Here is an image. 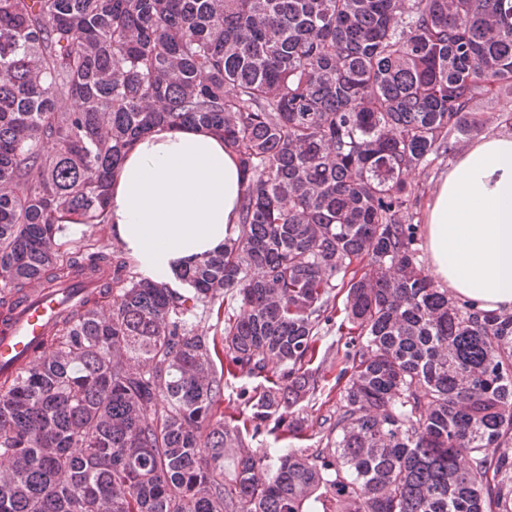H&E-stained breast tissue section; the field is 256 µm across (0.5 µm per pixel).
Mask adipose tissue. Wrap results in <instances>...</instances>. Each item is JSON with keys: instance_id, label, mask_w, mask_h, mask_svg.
Wrapping results in <instances>:
<instances>
[{"instance_id": "ef3b65f1", "label": "adipose tissue", "mask_w": 512, "mask_h": 512, "mask_svg": "<svg viewBox=\"0 0 512 512\" xmlns=\"http://www.w3.org/2000/svg\"><path fill=\"white\" fill-rule=\"evenodd\" d=\"M244 183L222 138L158 126L118 166L108 222L144 277L170 283L232 234ZM424 216L438 284L481 309L512 313V135L483 138L460 155Z\"/></svg>"}]
</instances>
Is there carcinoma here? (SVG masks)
Returning a JSON list of instances; mask_svg holds the SVG:
<instances>
[{
	"mask_svg": "<svg viewBox=\"0 0 512 512\" xmlns=\"http://www.w3.org/2000/svg\"><path fill=\"white\" fill-rule=\"evenodd\" d=\"M484 102L512 127V0H0V310L101 279L0 376V512H512V313L434 286L409 182ZM160 125L209 128L245 175L185 292L66 237ZM231 289L221 343L191 334ZM333 322L326 447L239 451L249 425L306 436ZM270 357L249 415L221 410L224 374ZM329 328V326H328ZM319 340L321 348V357L325 350L329 354L325 356L326 361L321 365L319 369L321 375L325 378L321 379L319 387L313 393L309 392L295 407L296 411L299 412L300 416L305 417L307 428V435H312V440L305 441L297 446H308L313 444L324 434V429L327 427H321V423L325 417L334 415L336 411V401L339 398V389L334 387L332 391L330 388L335 383V376L341 367L340 361L344 352L343 344L346 341L347 336H341L336 333V325L327 330V327L322 329ZM341 338V339H340ZM340 341L338 342V340ZM337 349H339L338 355H336Z\"/></svg>",
	"mask_w": 512,
	"mask_h": 512,
	"instance_id": "1",
	"label": "carcinoma"
}]
</instances>
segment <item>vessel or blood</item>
<instances>
[{
	"label": "vessel or blood",
	"instance_id": "obj_1",
	"mask_svg": "<svg viewBox=\"0 0 512 512\" xmlns=\"http://www.w3.org/2000/svg\"><path fill=\"white\" fill-rule=\"evenodd\" d=\"M95 285V280L89 278L79 289L61 285L40 289L21 302L8 321H0V373L17 375L36 352L53 320L79 296L81 289Z\"/></svg>",
	"mask_w": 512,
	"mask_h": 512
}]
</instances>
